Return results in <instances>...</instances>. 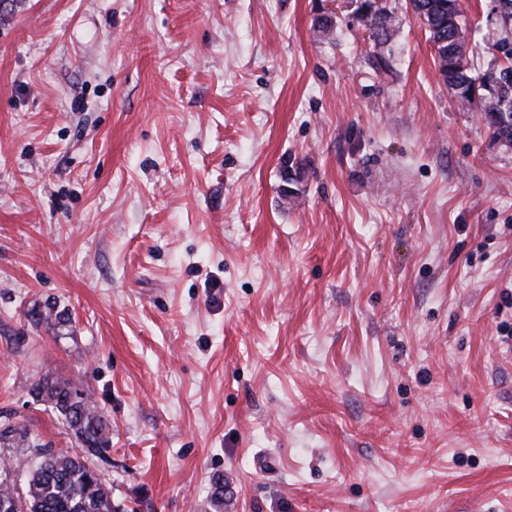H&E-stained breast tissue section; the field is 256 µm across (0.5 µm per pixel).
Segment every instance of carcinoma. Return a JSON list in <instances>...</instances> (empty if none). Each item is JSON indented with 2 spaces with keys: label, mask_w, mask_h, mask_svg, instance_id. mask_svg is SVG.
<instances>
[{
  "label": "carcinoma",
  "mask_w": 512,
  "mask_h": 512,
  "mask_svg": "<svg viewBox=\"0 0 512 512\" xmlns=\"http://www.w3.org/2000/svg\"><path fill=\"white\" fill-rule=\"evenodd\" d=\"M414 14L429 33L435 52V64L444 85L456 104L475 108L473 87L492 82L504 71H512V33L499 31L493 48L498 52L486 69L470 66L471 30L466 26L460 0H412ZM358 11L368 6L369 22L364 24L374 46L386 44L392 34L395 13L390 0H350ZM508 103L501 118L486 126L493 139H502L512 147V84L500 89ZM34 324L53 326L72 323L69 315L55 311L48 303L45 310L32 312ZM30 393L57 413L75 445L76 453L56 449L33 437L24 425L0 422V512H116L112 507V486L95 467L94 459L112 447L111 428L102 411L86 391L73 381L44 375L36 380Z\"/></svg>",
  "instance_id": "cac0c4a2"
}]
</instances>
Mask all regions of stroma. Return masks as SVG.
Segmentation results:
<instances>
[{
    "instance_id": "35a3bbf8",
    "label": "stroma",
    "mask_w": 512,
    "mask_h": 512,
    "mask_svg": "<svg viewBox=\"0 0 512 512\" xmlns=\"http://www.w3.org/2000/svg\"><path fill=\"white\" fill-rule=\"evenodd\" d=\"M391 5L382 67L348 0L0 11V414L84 387L116 512H512V150Z\"/></svg>"
}]
</instances>
